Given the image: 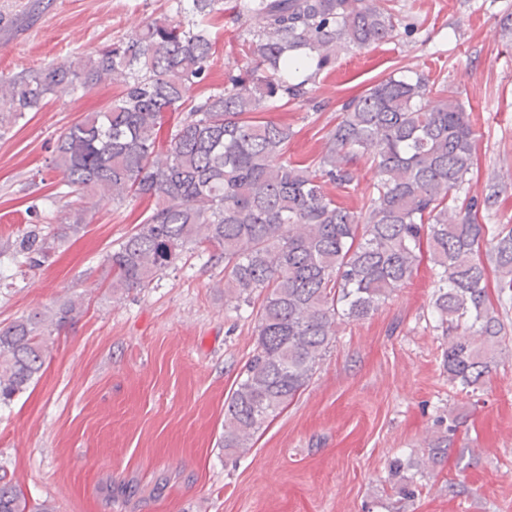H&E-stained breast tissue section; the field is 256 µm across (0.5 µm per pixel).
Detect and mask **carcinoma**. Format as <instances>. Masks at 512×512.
Masks as SVG:
<instances>
[{
  "label": "carcinoma",
  "mask_w": 512,
  "mask_h": 512,
  "mask_svg": "<svg viewBox=\"0 0 512 512\" xmlns=\"http://www.w3.org/2000/svg\"><path fill=\"white\" fill-rule=\"evenodd\" d=\"M169 14L94 53L19 75H0V137L59 89L73 94L110 80L120 93L102 112L57 139L51 166L62 175L75 222L47 229L35 219L12 244V260L41 266L82 229L85 200L154 201L133 234L107 255L117 295L145 288L189 250L224 254V297L251 307L256 344L225 400L224 455L240 454L304 390L329 349L336 326L377 310L409 280L427 240L435 271L431 316L450 337L442 352L448 382L476 392L504 330L489 300L480 259L489 246L498 302H512V226L481 224L498 203L489 182L482 198L456 204L474 165V130L458 93L420 73L393 74L346 101L341 120L311 163L286 157L292 131L257 114L307 96V85L338 49L392 37L383 0H169ZM255 15L263 26L249 61L224 88L196 99L209 72L212 27L225 13ZM182 118L159 152L170 113ZM369 162L377 180L355 211L324 190L346 189L353 166ZM82 304L32 311L0 329V401L26 391L45 364L52 332L73 324ZM455 420L417 462L396 458L389 471L411 496L448 452ZM419 478L405 479V467ZM16 483L0 478V512H25Z\"/></svg>",
  "instance_id": "1"
}]
</instances>
